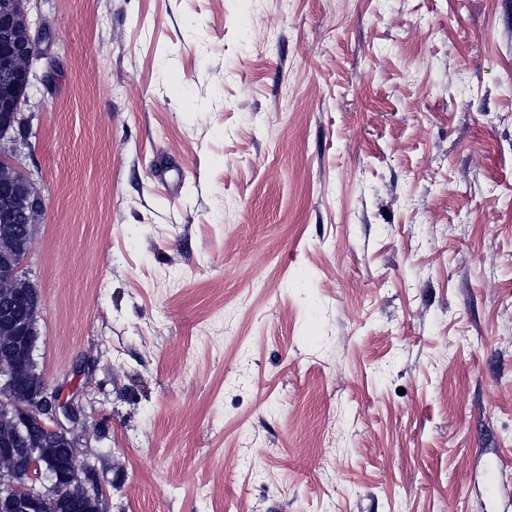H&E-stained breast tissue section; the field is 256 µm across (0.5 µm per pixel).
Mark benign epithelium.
<instances>
[{"instance_id": "7a95c632", "label": "benign epithelium", "mask_w": 512, "mask_h": 512, "mask_svg": "<svg viewBox=\"0 0 512 512\" xmlns=\"http://www.w3.org/2000/svg\"><path fill=\"white\" fill-rule=\"evenodd\" d=\"M20 22L9 9L0 12V107L15 119L0 127V142L25 139V98L13 97L10 87L16 80L33 86L32 64L46 37V29H34L29 21L20 37ZM45 208L30 178L0 153V416L12 415V422L0 426V503L23 512H50L78 484L100 512L104 476L94 463L100 454L81 446L71 429L81 419V400L62 398L45 381L16 395L34 364L40 296L15 258L30 252Z\"/></svg>"}]
</instances>
